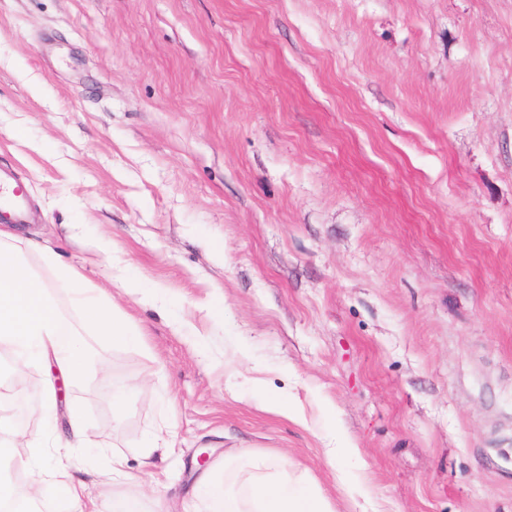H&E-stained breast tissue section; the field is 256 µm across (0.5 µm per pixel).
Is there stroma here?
<instances>
[{"instance_id":"35a3bbf8","label":"stroma","mask_w":512,"mask_h":512,"mask_svg":"<svg viewBox=\"0 0 512 512\" xmlns=\"http://www.w3.org/2000/svg\"><path fill=\"white\" fill-rule=\"evenodd\" d=\"M0 165L33 273L53 249L141 332L83 336L94 495L105 448L177 506L201 450L254 448L335 512H512V0H0ZM47 372L0 351L52 461ZM29 197L23 184L0 168V223L27 224Z\"/></svg>"}]
</instances>
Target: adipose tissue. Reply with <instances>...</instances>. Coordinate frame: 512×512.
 Listing matches in <instances>:
<instances>
[{"mask_svg": "<svg viewBox=\"0 0 512 512\" xmlns=\"http://www.w3.org/2000/svg\"><path fill=\"white\" fill-rule=\"evenodd\" d=\"M64 445L69 450L66 462L49 467L44 459L32 457L27 502L52 503L60 498L66 512H111L106 502L71 475L85 450L99 445L74 409L69 412ZM182 512H334V508L309 475L286 459L238 448L214 463L210 475L200 481L195 499L183 503Z\"/></svg>", "mask_w": 512, "mask_h": 512, "instance_id": "ef3b65f1", "label": "adipose tissue"}]
</instances>
